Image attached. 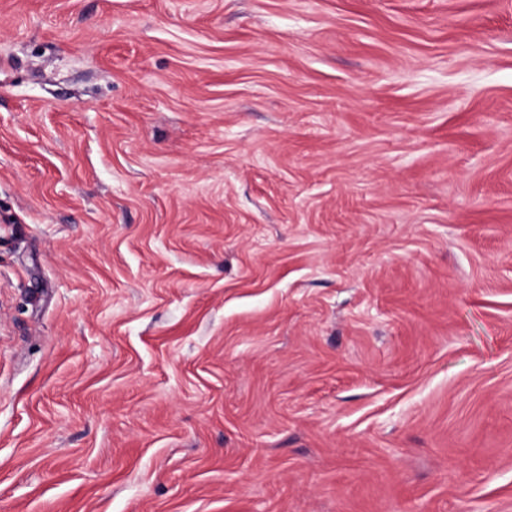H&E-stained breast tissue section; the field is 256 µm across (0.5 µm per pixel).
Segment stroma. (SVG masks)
<instances>
[{
    "instance_id": "obj_1",
    "label": "stroma",
    "mask_w": 512,
    "mask_h": 512,
    "mask_svg": "<svg viewBox=\"0 0 512 512\" xmlns=\"http://www.w3.org/2000/svg\"><path fill=\"white\" fill-rule=\"evenodd\" d=\"M0 512H512V0H0Z\"/></svg>"
}]
</instances>
